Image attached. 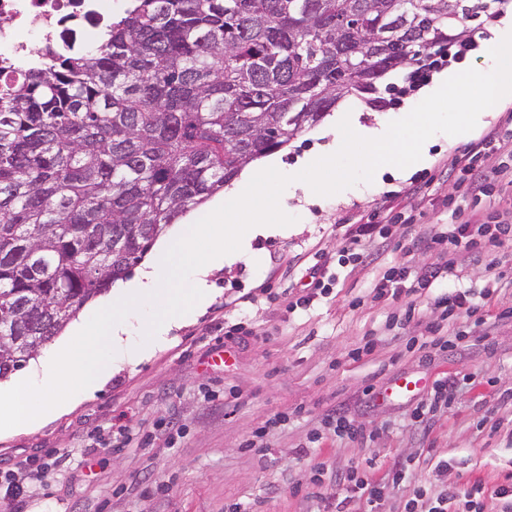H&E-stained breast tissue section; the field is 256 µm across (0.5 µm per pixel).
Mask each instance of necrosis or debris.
Listing matches in <instances>:
<instances>
[{
    "label": "necrosis or debris",
    "mask_w": 512,
    "mask_h": 512,
    "mask_svg": "<svg viewBox=\"0 0 512 512\" xmlns=\"http://www.w3.org/2000/svg\"><path fill=\"white\" fill-rule=\"evenodd\" d=\"M129 0H0V88L26 73L37 48L63 53L90 44Z\"/></svg>",
    "instance_id": "obj_1"
}]
</instances>
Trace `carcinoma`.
<instances>
[{"label":"carcinoma","instance_id":"carcinoma-1","mask_svg":"<svg viewBox=\"0 0 512 512\" xmlns=\"http://www.w3.org/2000/svg\"><path fill=\"white\" fill-rule=\"evenodd\" d=\"M483 0H133L0 93V380L166 228L392 71L471 42Z\"/></svg>","mask_w":512,"mask_h":512}]
</instances>
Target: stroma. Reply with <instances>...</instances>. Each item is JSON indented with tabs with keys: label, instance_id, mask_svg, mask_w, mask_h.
<instances>
[{
	"label": "stroma",
	"instance_id": "stroma-1",
	"mask_svg": "<svg viewBox=\"0 0 512 512\" xmlns=\"http://www.w3.org/2000/svg\"><path fill=\"white\" fill-rule=\"evenodd\" d=\"M404 71L378 84L377 105L349 99L361 124L402 118L422 91L399 97ZM512 113L497 105L462 139L437 138L429 162L406 180L384 174L298 213L288 236L258 241L259 266L215 272L212 303L175 329L166 347L115 372L71 412L44 426L0 437V512H336L342 494L329 474L344 466L379 480L406 463L409 485L437 492L512 474V243L494 257L454 263L447 283L486 290L487 329L457 323L452 344L419 347L428 326L447 335L435 300L447 283L397 299L376 298L373 280L389 268L418 270L431 256L406 225L343 261L352 225L380 207L413 206L414 222L436 231L453 218L456 156ZM427 185L415 197V185ZM327 262L336 278L325 294L298 305L307 270ZM415 300L418 317L404 316ZM370 345L352 359L353 349ZM229 350V364L213 355ZM425 379L414 398L379 401L394 379ZM455 377L447 407L420 422L414 410L435 383ZM365 433L338 438L337 415ZM127 426L135 444L85 450Z\"/></svg>",
	"mask_w": 512,
	"mask_h": 512
}]
</instances>
